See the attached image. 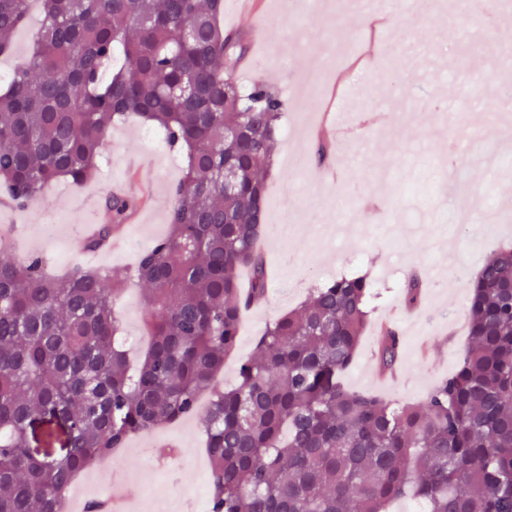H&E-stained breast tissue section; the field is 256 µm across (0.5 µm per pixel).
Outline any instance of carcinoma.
<instances>
[{
    "label": "carcinoma",
    "mask_w": 512,
    "mask_h": 512,
    "mask_svg": "<svg viewBox=\"0 0 512 512\" xmlns=\"http://www.w3.org/2000/svg\"><path fill=\"white\" fill-rule=\"evenodd\" d=\"M41 3L30 50L0 94V196L24 208L51 181L87 182L121 117L154 120L186 156L169 232L138 262L153 341L136 377L115 345L122 271L49 278L38 257H0V512H61L98 460L192 416L211 463L210 512H386L405 497L428 512H512V245L482 264L471 345L423 401L392 408L342 384L370 285L341 278L266 326L237 385L198 411L242 310L269 288L257 242L281 102L262 86L226 87L247 46L219 26L224 0ZM27 4L0 0V55ZM132 206L109 197L102 234ZM423 287L407 277L408 304ZM400 351L391 330L381 367ZM40 416L71 422L56 459L27 446Z\"/></svg>",
    "instance_id": "obj_1"
}]
</instances>
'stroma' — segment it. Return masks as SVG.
I'll use <instances>...</instances> for the list:
<instances>
[{
	"label": "stroma",
	"instance_id": "35a3bbf8",
	"mask_svg": "<svg viewBox=\"0 0 512 512\" xmlns=\"http://www.w3.org/2000/svg\"><path fill=\"white\" fill-rule=\"evenodd\" d=\"M245 28L260 25L263 43L249 68L238 71L242 85H265L283 103L282 121L291 134L276 146L268 184L269 230L260 242L270 288L265 300L247 309L235 349L225 358L212 392L223 391L238 379L241 364L256 353V343L266 325L299 307L312 290L333 278L367 276L373 285L368 306V326L353 365L341 376L352 389L371 390L398 406L425 397L454 369L469 346L468 307L470 282L443 291L424 289L414 314H406L400 286L409 272L434 280L444 278L443 258L452 240L448 236V203L437 199L431 220L407 228L403 212L422 209L432 190L444 178L446 162L456 148V131L472 121L470 114L451 113L444 104L462 83L479 84L484 103H492L511 82L492 72L504 49L512 48V29L499 27L486 14H472L460 22L453 6L433 15L397 16L395 26L410 25L414 39L392 63L371 56L369 67L356 70L354 84L343 87L337 111L353 120L380 103L400 99L412 104L407 117H391L388 130H375L344 147L330 151L343 175L322 180L316 167L306 179L289 172L297 152H315L316 135L311 117L304 113L309 95L299 80L305 70L306 50L322 45H346L356 31L365 30L364 14L354 13L349 0H323L312 21L294 27L279 12V0H265L260 12L242 17ZM288 66H281L282 54ZM495 135L483 138L468 155V189L463 197L469 208L485 207L490 198L512 189V171L493 168L492 160L512 157V110L492 113ZM141 122L129 118L113 125L108 149L99 163L96 179L73 187L60 181L49 185L42 202L27 208L0 205V227L8 238L0 251L17 259L40 253L45 271L60 275L73 266L91 269L134 270L140 250L149 249L168 230L171 181L162 180L159 168L182 158L179 147L142 139ZM121 181L130 196L139 199L144 221L127 227L138 236L140 250L116 248L108 254L71 251L58 254L42 234L46 216H57L55 233L66 236L68 227L92 223L113 182ZM120 333L134 349L146 347L144 293L138 280L126 282L115 303ZM391 316L398 331L402 358L399 380L378 379L379 340L376 325ZM138 442L172 441L181 445L188 462L172 470L156 463H133L136 473L133 497L154 502L175 501L177 493L194 498L199 512H208L211 473L202 431L195 419L186 418L138 435Z\"/></svg>",
	"mask_w": 512,
	"mask_h": 512
}]
</instances>
